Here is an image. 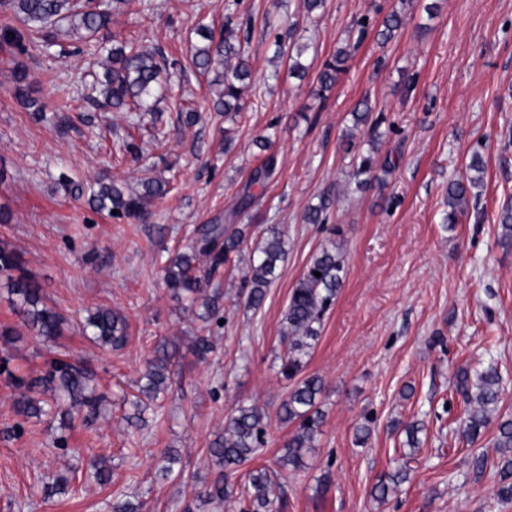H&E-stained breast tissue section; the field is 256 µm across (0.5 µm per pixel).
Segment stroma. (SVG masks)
I'll return each instance as SVG.
<instances>
[{"label":"stroma","instance_id":"1","mask_svg":"<svg viewBox=\"0 0 512 512\" xmlns=\"http://www.w3.org/2000/svg\"><path fill=\"white\" fill-rule=\"evenodd\" d=\"M433 12H426L427 4ZM404 24L387 42L378 32L391 12ZM246 22L252 90L228 119L212 109L208 78L172 70L170 81L199 123H183L171 100L159 105V142L140 134L139 159L118 157L117 142L138 120L109 112L81 93L87 56L59 57L56 45L26 53L0 49V242L21 254L46 306L65 319L45 342L23 330L0 343V512H111L113 499L133 496L144 512H182L192 485L211 480L209 448L234 408L264 414L265 445L251 467L272 469L283 512H512L495 492L498 425L512 419V244L501 241L498 214L512 202V0H324L305 13L298 0H119L108 39L136 41L188 62L197 27L220 28L226 17ZM299 44L305 78L274 56L275 40ZM352 44L346 69L324 98L313 91L324 60ZM24 67L48 108L33 119L11 77ZM74 100L66 111L49 101L59 84ZM369 98L381 134L375 164L390 172L361 189L352 158L364 151L352 111ZM272 141L262 150L260 138ZM277 157L273 176L250 209L236 213L238 192L265 153ZM484 178L467 213L447 225L448 184L466 179L472 155ZM100 179L135 185L144 176L169 180L146 222L94 211L64 195L57 179ZM327 199L325 221L308 224L309 207ZM235 214L245 240L219 278V321L203 322L172 296L163 268L188 250L198 226ZM277 227L286 255L259 309L246 305L249 255ZM337 241L344 283L323 317L302 376L324 382L321 432L301 469L277 460L296 429L282 422L281 402L293 383L281 372L287 343L283 315L312 256ZM104 305L129 323L124 348L87 340V310ZM211 334L206 360L189 350L193 336ZM162 338L180 355L168 388L148 411L146 426L128 423L125 397L136 394L143 362ZM82 358L105 396L92 422L23 420L13 409L16 378L54 358ZM496 361L501 401L479 439L463 442L460 370ZM424 429L408 480L376 502L371 490L404 456V424ZM368 426L365 443L356 440ZM174 451L180 470L157 472ZM112 460V481L84 473V459ZM488 464L476 471L473 459ZM66 493L45 497L58 474Z\"/></svg>","mask_w":512,"mask_h":512}]
</instances>
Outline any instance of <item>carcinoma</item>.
<instances>
[{
  "mask_svg": "<svg viewBox=\"0 0 512 512\" xmlns=\"http://www.w3.org/2000/svg\"><path fill=\"white\" fill-rule=\"evenodd\" d=\"M119 0H0V10L10 13L19 23L7 27L0 33V43L24 53L43 44L56 40L61 32L78 37L85 43L97 42L99 34L111 20L112 3ZM402 16L392 12L383 21L379 35L385 41L395 36L402 27ZM239 25L228 19L224 30L214 34L208 26H200L198 35L202 42L193 47L190 56L192 66L202 74H214L212 85L218 86L213 107L221 112H240L244 98L250 91L251 71L243 59V50L237 33ZM112 66L102 75L95 76L91 84L92 93L102 98L101 104L113 110L146 111L151 101L162 89L160 76L175 65L164 56L145 46L122 43L109 51ZM349 53L343 49L336 52L322 65L319 74L321 88L327 90L335 82L342 64ZM355 129L366 127L368 134L367 152L360 154L356 164L355 177L366 179L374 176L373 155L379 139V122L372 119L369 101L362 100L353 112ZM276 169V157L267 155L261 166L256 168L245 186L243 209L256 203V195L250 193L255 184H264ZM468 169L473 175L466 181L448 183V213L445 220L455 223L457 217L466 212L472 189L482 182L484 167L481 157H471ZM59 184L68 196H87V202L97 211L116 212V217L125 218L131 224L139 223L149 214V206L170 191L169 182L146 177L140 181V189L126 193L112 183L95 182L84 186L62 174ZM501 239L512 242V204H505L498 215ZM244 240L243 229L232 224H204L197 228L196 238L190 251L177 253L169 258L163 267L167 287L176 297H186L190 304L200 303L203 312L199 317L210 321L218 310V290L208 291L210 281L220 273L231 258L239 252ZM286 250L281 233L275 227L267 229V236L253 251L249 275L243 287L248 289L247 304L252 308L261 306L267 289L277 278L279 263L285 258ZM320 276H315V273ZM344 264L340 247L332 241L312 257L306 270L299 278L288 301L284 314V336L288 342L287 355L282 362L281 374L287 380L294 379L303 367V360L319 337L321 318L332 305L343 284ZM0 280L4 281L8 300L21 308L19 326L0 325V340L12 343L21 335L20 328L35 331L45 340L60 335L63 317L48 308L41 296L40 286L24 269L20 256L7 245H0ZM83 331L89 332L90 341L101 347L119 349L127 340L125 318L109 307L98 306L87 311ZM178 347L164 338L159 340L151 357L147 360L142 374L144 384L140 392L147 398L156 399L164 392L166 380L173 366ZM23 389L15 402L17 413L25 417H39L53 412L60 416L64 426L74 420V413L86 412L94 415L99 411L103 396L96 394V384L87 366L81 362L51 359L39 374L18 379ZM324 390L318 376L301 379L288 392V397L279 408L283 421L297 424V431L285 445L284 453L278 459L280 467L297 470L303 467L305 452L312 448L323 423V413L317 404ZM457 391L464 399L465 418L462 438L468 444L474 443L486 428L490 417L498 407L502 393V375L498 364L491 360L470 381L467 371L457 375ZM264 414L254 406H241L229 416L224 434L212 442L209 453L219 465L210 482L196 491V500L205 505L222 503L238 495L246 501V512H273L282 509L283 502L276 496L271 474L266 468H257L246 474L244 487H238L232 477L246 462L252 460L264 444L266 428ZM497 447L500 448L499 468L502 482L496 490L500 501L512 500V420L499 424ZM87 467L93 480L101 485L111 482V470L103 457H92ZM408 467L402 463L395 471L380 477L374 485L372 496L377 500L388 497L389 492L407 480Z\"/></svg>",
  "mask_w": 512,
  "mask_h": 512,
  "instance_id": "carcinoma-1",
  "label": "carcinoma"
}]
</instances>
